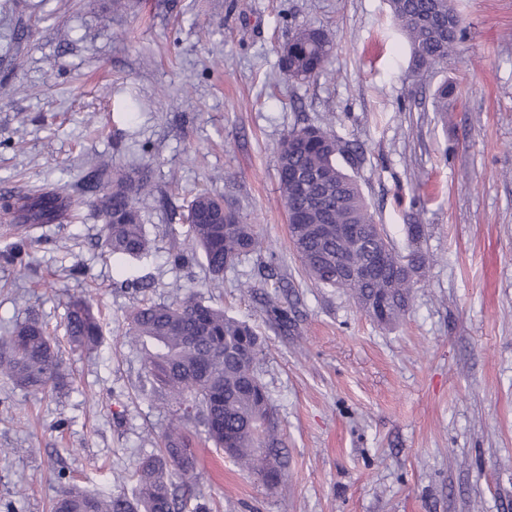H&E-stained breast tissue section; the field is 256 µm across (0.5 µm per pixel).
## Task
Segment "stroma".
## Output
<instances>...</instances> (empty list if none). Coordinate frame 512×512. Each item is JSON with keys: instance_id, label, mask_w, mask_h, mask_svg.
Masks as SVG:
<instances>
[{"instance_id": "obj_1", "label": "stroma", "mask_w": 512, "mask_h": 512, "mask_svg": "<svg viewBox=\"0 0 512 512\" xmlns=\"http://www.w3.org/2000/svg\"><path fill=\"white\" fill-rule=\"evenodd\" d=\"M128 3L0 0V194L77 197L73 222L32 230L22 261L0 223V336L38 321L66 374L45 392L0 377V512H51L65 482L133 494L173 409L142 391L126 317L181 288L262 336L289 466L270 489L197 445L203 485L178 488L179 512H512V0H455L465 39L417 79L387 0ZM298 23L335 52L327 74L290 84L280 60ZM309 124L356 147L351 172L399 251L423 227L429 260L396 326L316 285L292 247L277 146ZM103 157L154 190L142 259L104 254L102 219L76 194ZM204 190L258 239L219 278L204 260H170ZM143 276L141 294L130 282ZM77 296L100 312L91 351L66 335ZM271 298L290 327L267 314Z\"/></svg>"}]
</instances>
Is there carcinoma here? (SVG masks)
Returning a JSON list of instances; mask_svg holds the SVG:
<instances>
[{
    "label": "carcinoma",
    "instance_id": "obj_1",
    "mask_svg": "<svg viewBox=\"0 0 512 512\" xmlns=\"http://www.w3.org/2000/svg\"><path fill=\"white\" fill-rule=\"evenodd\" d=\"M394 22L411 49L412 72L448 60L462 40V19L453 0H388ZM333 43L321 28L297 24L281 70L291 83H304L327 71ZM347 146L314 126L290 131L277 147L278 189L287 210L290 240L309 277L324 287L348 292L358 307L379 325L396 323L407 312L414 277L424 258L419 247L402 256L376 224L357 181L337 162ZM143 179L107 160L91 171L83 197L100 213L101 246L115 260L141 257L149 240L141 209ZM4 223L26 238L42 224L70 220L73 201L57 190L17 193L0 206ZM187 236L218 277L257 244L253 225L224 206V198L195 194L187 206ZM321 224H355L356 237H325ZM385 255L384 267L365 278L361 271L373 254ZM349 257L353 271L336 276V255ZM66 331L70 342L93 349L101 343L99 313L85 298L69 301ZM125 338L144 346L143 368L152 390L183 409L161 434L163 450L144 456L133 474L135 498L122 493L64 487L54 512H178L174 480L184 487L199 484L197 454L185 435L197 416L206 441L232 461L256 474L269 487L288 477L271 401L257 373L263 351L256 329L205 303L192 292L168 303H144L127 316ZM0 373L16 385L44 391L62 373L58 350L46 329L35 321L0 336Z\"/></svg>",
    "mask_w": 512,
    "mask_h": 512
}]
</instances>
